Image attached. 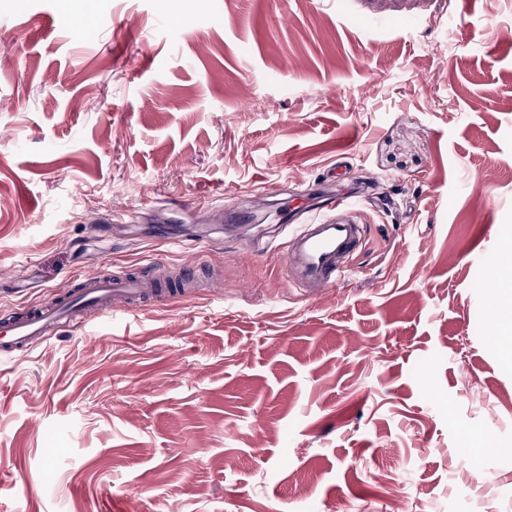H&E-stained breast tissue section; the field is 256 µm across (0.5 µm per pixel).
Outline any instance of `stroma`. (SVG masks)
Masks as SVG:
<instances>
[{
	"label": "stroma",
	"instance_id": "stroma-1",
	"mask_svg": "<svg viewBox=\"0 0 512 512\" xmlns=\"http://www.w3.org/2000/svg\"><path fill=\"white\" fill-rule=\"evenodd\" d=\"M2 51L13 300L178 264L196 229L224 299L0 366V512H512V287L484 285L512 241V0H0ZM359 179L353 271L307 296L286 218Z\"/></svg>",
	"mask_w": 512,
	"mask_h": 512
}]
</instances>
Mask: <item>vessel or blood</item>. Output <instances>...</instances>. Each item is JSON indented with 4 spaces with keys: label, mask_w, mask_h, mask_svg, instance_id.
Returning <instances> with one entry per match:
<instances>
[{
    "label": "vessel or blood",
    "mask_w": 512,
    "mask_h": 512,
    "mask_svg": "<svg viewBox=\"0 0 512 512\" xmlns=\"http://www.w3.org/2000/svg\"><path fill=\"white\" fill-rule=\"evenodd\" d=\"M324 208L327 218L302 225L280 254L293 285L312 297L321 296L350 274L348 258L363 232L355 217L353 195L326 199ZM206 267L204 258L193 252L179 265L174 283L159 278L149 266L136 274L116 275L106 270L91 278L73 279L69 289L52 302L18 305L0 313V359L16 361L31 356L59 328L85 325V312L90 308L126 317L148 305L194 299L211 285Z\"/></svg>",
    "instance_id": "obj_1"
}]
</instances>
